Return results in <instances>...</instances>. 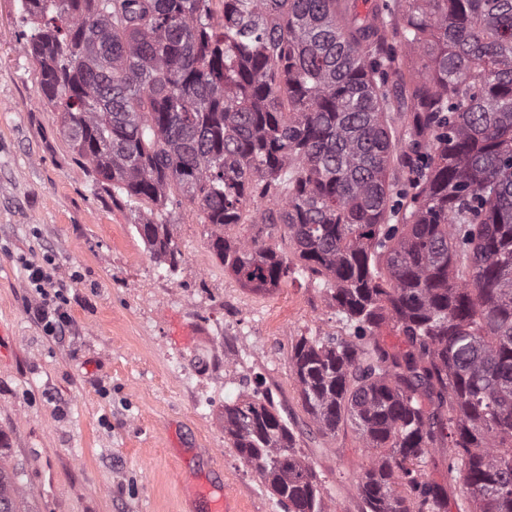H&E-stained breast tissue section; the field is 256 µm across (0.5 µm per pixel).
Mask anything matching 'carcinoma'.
Here are the masks:
<instances>
[{
    "label": "carcinoma",
    "mask_w": 512,
    "mask_h": 512,
    "mask_svg": "<svg viewBox=\"0 0 512 512\" xmlns=\"http://www.w3.org/2000/svg\"><path fill=\"white\" fill-rule=\"evenodd\" d=\"M19 2L41 97L159 263L187 202L243 285L331 293L349 335L288 367L319 432L382 449L364 512H448L437 443L458 512H512V0ZM224 434L284 512H330L270 398L224 404ZM18 480L0 463V512ZM448 447L434 448L430 454L428 466L426 468L429 479L445 486L448 492V512H457L456 503L462 497V486L459 483L448 484L446 473L448 471Z\"/></svg>",
    "instance_id": "1"
}]
</instances>
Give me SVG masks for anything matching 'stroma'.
I'll return each mask as SVG.
<instances>
[{
  "instance_id": "35a3bbf8",
  "label": "stroma",
  "mask_w": 512,
  "mask_h": 512,
  "mask_svg": "<svg viewBox=\"0 0 512 512\" xmlns=\"http://www.w3.org/2000/svg\"><path fill=\"white\" fill-rule=\"evenodd\" d=\"M0 0V450L23 469L31 512H190L181 477L222 472L239 512H282L224 435V404L269 392L312 461L331 512H362L373 449L318 433L288 369L303 336L347 335L330 294L299 279L243 287L190 205L172 209L175 273L137 213L88 177ZM54 260L65 336H46L22 259Z\"/></svg>"
}]
</instances>
